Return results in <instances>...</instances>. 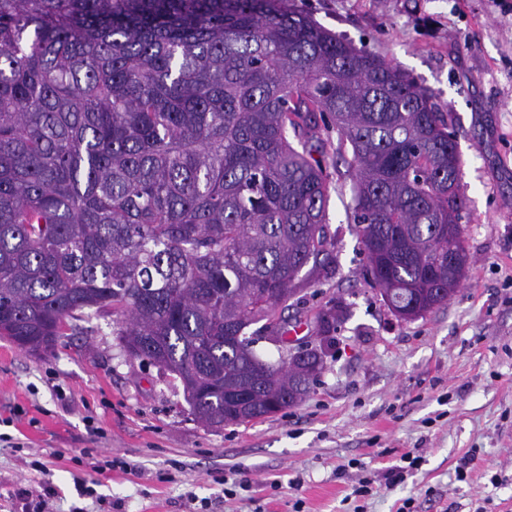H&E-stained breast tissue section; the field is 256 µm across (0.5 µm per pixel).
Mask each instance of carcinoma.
<instances>
[{"instance_id": "carcinoma-1", "label": "carcinoma", "mask_w": 512, "mask_h": 512, "mask_svg": "<svg viewBox=\"0 0 512 512\" xmlns=\"http://www.w3.org/2000/svg\"><path fill=\"white\" fill-rule=\"evenodd\" d=\"M332 150L390 311L447 303L460 155L397 64L288 0H0V338L115 316L207 427L296 404L321 356L275 366L246 329L334 261Z\"/></svg>"}]
</instances>
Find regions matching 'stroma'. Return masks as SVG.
Instances as JSON below:
<instances>
[{"mask_svg": "<svg viewBox=\"0 0 512 512\" xmlns=\"http://www.w3.org/2000/svg\"><path fill=\"white\" fill-rule=\"evenodd\" d=\"M290 2L433 94L468 199L460 290L418 319L392 315L346 182L328 202L335 262L284 312L324 360L297 406L206 428L180 382L124 353L108 317L41 356L0 339V512H36L46 489L54 512H396L407 497L417 512H512V0ZM407 452L421 467L388 483ZM93 455L130 468L92 472ZM228 479L248 491L227 494Z\"/></svg>", "mask_w": 512, "mask_h": 512, "instance_id": "1", "label": "stroma"}]
</instances>
